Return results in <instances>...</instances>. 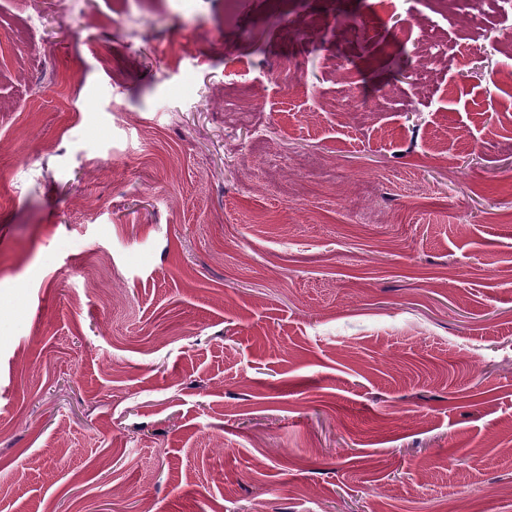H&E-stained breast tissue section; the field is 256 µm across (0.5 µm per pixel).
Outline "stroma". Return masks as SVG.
Returning <instances> with one entry per match:
<instances>
[{
  "label": "stroma",
  "mask_w": 512,
  "mask_h": 512,
  "mask_svg": "<svg viewBox=\"0 0 512 512\" xmlns=\"http://www.w3.org/2000/svg\"><path fill=\"white\" fill-rule=\"evenodd\" d=\"M123 5L0 0V512H512V13Z\"/></svg>",
  "instance_id": "obj_1"
}]
</instances>
